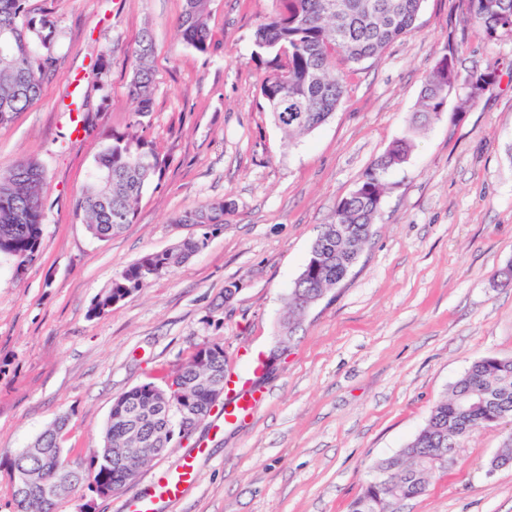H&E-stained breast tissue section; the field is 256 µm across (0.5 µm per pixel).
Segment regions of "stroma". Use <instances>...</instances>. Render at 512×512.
I'll use <instances>...</instances> for the list:
<instances>
[{
    "label": "stroma",
    "instance_id": "1",
    "mask_svg": "<svg viewBox=\"0 0 512 512\" xmlns=\"http://www.w3.org/2000/svg\"><path fill=\"white\" fill-rule=\"evenodd\" d=\"M28 6L53 21L58 64L36 104L0 124V172L38 162L45 196L38 259L19 271L0 262V512H18L8 459L46 428L63 423L60 445L85 468L122 393L164 386L213 342L236 377L269 355L322 224L406 134L448 46L458 48L459 70L497 64V83L477 105L464 110L449 96L415 134L407 161L388 172L370 241L259 380L264 401L253 417L228 426L211 412L134 484L106 497L83 485L51 506L119 512L192 455L194 479L161 512H349L372 466L424 427L475 360L512 359V288L496 277L512 264V37L466 27L465 0H423L415 31L349 73L332 117L291 144L264 106L268 68L254 55L253 33L274 0H211L206 53L180 35L183 0ZM145 34L156 80L137 128L167 166L134 223L101 242L72 200L107 135L135 126L129 83ZM103 57L112 62L104 88ZM74 100L87 123L77 141L68 138ZM222 199L233 209L203 249L91 316L116 274L199 235L182 215ZM231 283L238 290L228 302ZM511 432L506 420L463 440L457 464L400 512H512V465L489 467Z\"/></svg>",
    "mask_w": 512,
    "mask_h": 512
}]
</instances>
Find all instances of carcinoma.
<instances>
[{
	"label": "carcinoma",
	"instance_id": "1",
	"mask_svg": "<svg viewBox=\"0 0 512 512\" xmlns=\"http://www.w3.org/2000/svg\"><path fill=\"white\" fill-rule=\"evenodd\" d=\"M27 0H0V31L11 36L0 45V124L9 121L38 100L42 85L57 66L53 22L29 15ZM211 0H184L179 19L183 41L200 52L208 51V16ZM336 0H278L274 15L260 23L253 35L255 56L269 72L260 94L275 125L288 141L325 123L347 93V73L338 68L358 66L380 54L395 39L411 33L422 0H344L341 13L331 10ZM466 25L496 39L512 36V0H467ZM290 47L288 79H283L279 55ZM151 41L135 51L130 96L136 103L134 125L152 112L154 70ZM487 86L496 82V67L460 73L454 53L440 58L420 91L417 121L426 123L444 111L448 83L466 78ZM411 139L396 140L358 186L338 205L333 220L321 226L314 241L322 265L302 269L288 293V332L296 327L294 311L308 296L327 292L342 281L356 257L372 237L379 216V198L387 190L386 172L404 163ZM167 165L165 155L138 132L114 131L95 157L88 181L75 195V214L83 216L90 235L107 241L134 222L144 191L160 182ZM43 171L28 160L6 174L0 173V259L19 269L38 257L42 242L44 208ZM232 203L215 201L186 213L184 224H197L202 233L176 247L151 252L119 272L93 301L91 314L99 316L112 307V299L143 288L156 274L185 262L204 248L209 234L224 224ZM211 369L199 367L198 354L182 366L161 388L144 383L115 399L104 433L106 448H165L174 430L184 431L191 420L210 414L211 383L224 379V346L210 344ZM512 419V359L485 356L471 364L452 386L449 396L433 407L425 426L399 453L377 463L374 475L350 512H396V504L423 494L432 475L448 469V459L460 442L475 431ZM64 422L43 432L33 447L14 456L29 471L30 492L21 512H48L52 500L39 487L58 479L55 471ZM67 489L85 483L120 485L123 469L112 462L92 460L88 470L72 467Z\"/></svg>",
	"mask_w": 512,
	"mask_h": 512
}]
</instances>
